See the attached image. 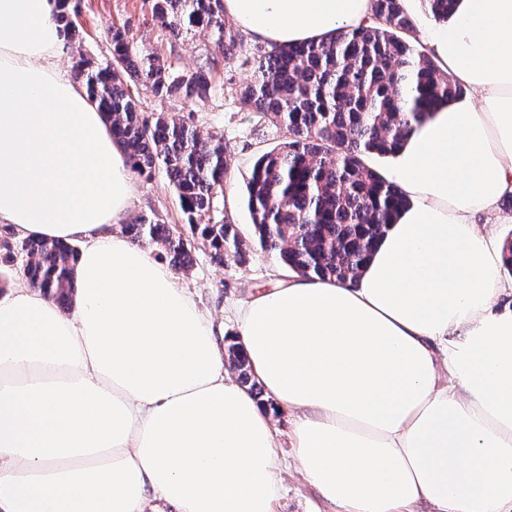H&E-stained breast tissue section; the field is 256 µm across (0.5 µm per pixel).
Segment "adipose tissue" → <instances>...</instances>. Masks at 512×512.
Wrapping results in <instances>:
<instances>
[{"mask_svg":"<svg viewBox=\"0 0 512 512\" xmlns=\"http://www.w3.org/2000/svg\"><path fill=\"white\" fill-rule=\"evenodd\" d=\"M57 0H0V222L79 244L63 315L0 297V512H275L276 411L335 512H512V286L479 221L512 194V0H457L425 36L467 88L387 174L408 199L356 284L289 274L237 310L269 401L224 363V326L120 231L130 161L61 73ZM271 45L372 20V0H224Z\"/></svg>","mask_w":512,"mask_h":512,"instance_id":"ef3b65f1","label":"adipose tissue"}]
</instances>
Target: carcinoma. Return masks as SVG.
<instances>
[{"label": "carcinoma", "instance_id": "1", "mask_svg": "<svg viewBox=\"0 0 512 512\" xmlns=\"http://www.w3.org/2000/svg\"><path fill=\"white\" fill-rule=\"evenodd\" d=\"M374 22L343 27L322 42L258 49L253 79L241 99L259 121L283 129L286 141L261 153L246 183L256 246L302 276L357 281L370 255L400 210L404 193L372 168L373 157H391L408 134L462 87L435 59L414 45L415 19L401 0H373ZM434 19L446 20L455 0H420ZM71 0H60L57 22L66 43L79 31ZM153 24L171 50L186 33H207L211 49L191 73L171 58L134 42L111 27V56L92 65L81 58L73 77L98 104L132 171L165 173L179 201L177 230L158 217L138 215L120 231L133 242L160 245L173 270L194 264L198 241L213 262L242 266L251 249L241 230L224 218L229 162L224 136L202 134L191 117L177 112L147 115L137 97L207 99L224 92L215 76L219 61L236 57L241 40L224 21V0H151ZM19 272L28 285L68 308L75 292L79 249L67 243L24 239ZM239 381L257 396L235 339L227 347Z\"/></svg>", "mask_w": 512, "mask_h": 512}]
</instances>
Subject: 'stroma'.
<instances>
[{
    "label": "stroma",
    "instance_id": "1",
    "mask_svg": "<svg viewBox=\"0 0 512 512\" xmlns=\"http://www.w3.org/2000/svg\"><path fill=\"white\" fill-rule=\"evenodd\" d=\"M79 11L76 24L79 39L63 49L58 65L70 71L78 56H85L100 63L109 57L111 45L110 26H123L141 47L174 55L178 66L186 71H195L206 55L209 38L206 32L188 33L178 47H170L160 37L151 23L150 0H77ZM142 112H178L193 114L200 132L218 133L224 137V145L230 162L229 175L224 186V217L239 225L242 233L250 231V215L245 201V185L257 155L275 147L285 138L283 130L259 124L238 96L225 95L223 100L163 101L141 97ZM137 195L131 208L132 215L158 214L165 223L179 226L181 211L178 200L164 172L136 180ZM284 269L278 260L261 250H254L250 262L242 267L225 268L214 264L205 248H197L195 262L186 273L184 285L196 300L211 309L224 322L225 337L236 333L235 310L239 304L257 290L274 286L282 279ZM283 461L279 498L275 512H331L316 490L305 483L297 471L293 450L290 446L280 448Z\"/></svg>",
    "mask_w": 512,
    "mask_h": 512
}]
</instances>
